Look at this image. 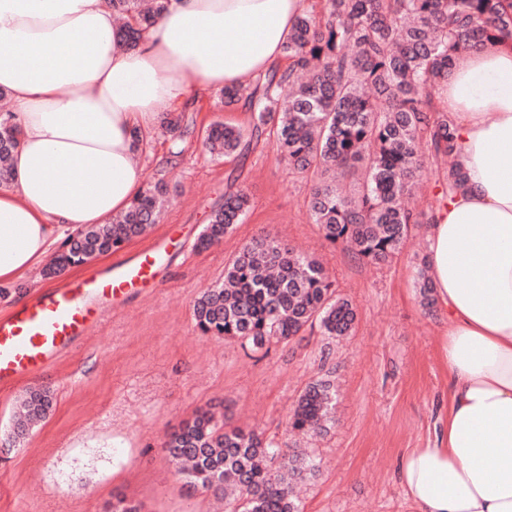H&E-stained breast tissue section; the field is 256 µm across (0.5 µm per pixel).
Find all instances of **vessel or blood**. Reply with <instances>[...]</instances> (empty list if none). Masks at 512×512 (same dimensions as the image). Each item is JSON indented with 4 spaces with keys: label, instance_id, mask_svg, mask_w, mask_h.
<instances>
[{
    "label": "vessel or blood",
    "instance_id": "b4317fda",
    "mask_svg": "<svg viewBox=\"0 0 512 512\" xmlns=\"http://www.w3.org/2000/svg\"><path fill=\"white\" fill-rule=\"evenodd\" d=\"M164 250V243H152L138 258H116L107 271L36 293L30 303L0 318V387L36 376L87 336L104 310L119 308L132 294L158 287Z\"/></svg>",
    "mask_w": 512,
    "mask_h": 512
}]
</instances>
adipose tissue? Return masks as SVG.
Returning <instances> with one entry per match:
<instances>
[{
    "mask_svg": "<svg viewBox=\"0 0 512 512\" xmlns=\"http://www.w3.org/2000/svg\"><path fill=\"white\" fill-rule=\"evenodd\" d=\"M305 0H171L137 48L108 0H0V90L22 134L0 190V285L25 279L141 193L134 133L281 59ZM462 187L429 236L448 416L398 467L412 512H512V43L456 55L438 101Z\"/></svg>",
    "mask_w": 512,
    "mask_h": 512,
    "instance_id": "obj_1",
    "label": "adipose tissue"
}]
</instances>
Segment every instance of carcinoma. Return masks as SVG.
Instances as JSON below:
<instances>
[{
  "mask_svg": "<svg viewBox=\"0 0 512 512\" xmlns=\"http://www.w3.org/2000/svg\"><path fill=\"white\" fill-rule=\"evenodd\" d=\"M170 0H110L120 30L134 47L167 10ZM494 39L512 40V0H325L319 16L297 19L284 52L288 67L270 68L221 90L224 105L244 101L249 129L211 122L202 142L217 159L239 155L271 131L280 160L312 179L309 211L325 240L369 264L391 262L414 224L437 223L438 210L464 181L455 133L435 95L448 83L456 54ZM288 87L291 92L282 94ZM187 107L160 116L172 142L171 156L194 133ZM15 115L0 114V188L14 181L11 156L19 144ZM436 173L435 199L412 205L413 188ZM167 189L149 182L128 210L110 224L83 228L55 255L43 275L55 276L122 248L159 222ZM250 196L224 194L195 242L198 250L221 243L244 223ZM427 257L417 264L420 304L436 303ZM201 333L241 340L254 353L288 345L319 326L326 336L350 335L352 304L340 296L322 265L259 235L224 269V282L201 292L193 307ZM334 382L307 385L288 417L294 432H316L330 419ZM48 392L25 396L14 433L21 436L44 419ZM163 450L180 479L193 488L224 492L232 480L237 496L225 512H302L293 483L314 475L305 453L286 452L255 430L227 427L208 410L196 412L170 432Z\"/></svg>",
  "mask_w": 512,
  "mask_h": 512,
  "instance_id": "1",
  "label": "carcinoma"
}]
</instances>
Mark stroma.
<instances>
[{
    "label": "stroma",
    "instance_id": "1",
    "mask_svg": "<svg viewBox=\"0 0 512 512\" xmlns=\"http://www.w3.org/2000/svg\"><path fill=\"white\" fill-rule=\"evenodd\" d=\"M198 129L223 120L251 122L245 105H218L214 91L194 103ZM170 141L154 131L139 163L166 184L172 201L159 224L126 243L136 256L151 240L172 237L160 288L145 289L108 312L90 336L43 373L0 390V443L18 401L47 388L53 406L19 444L0 453V512H106L114 496L145 512H209L212 493L184 485L162 450L165 436L196 410L213 408L284 448L299 438L286 428L306 385L336 379V422L309 440L319 462L300 486L304 512H411L396 479L404 449L432 444L447 409L448 371L440 360V312L418 300L414 266L428 247L413 234L389 264L369 265L324 240L309 215V180L289 170L265 137L245 156L216 160L200 141L167 164ZM251 198L243 224L207 250L194 244L227 189ZM271 232L285 246L318 258L338 293L357 311L354 334L336 340L320 329L297 345L253 358L240 341L201 334L193 316L200 292L224 278V267L251 238ZM111 255L67 270L59 279L34 271L0 297V316L19 294L101 271Z\"/></svg>",
    "mask_w": 512,
    "mask_h": 512
}]
</instances>
